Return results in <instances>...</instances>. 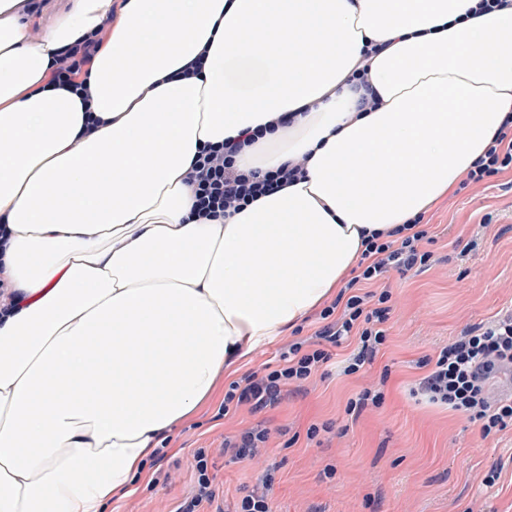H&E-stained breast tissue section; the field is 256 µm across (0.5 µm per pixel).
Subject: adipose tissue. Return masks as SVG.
Listing matches in <instances>:
<instances>
[{"mask_svg":"<svg viewBox=\"0 0 512 512\" xmlns=\"http://www.w3.org/2000/svg\"><path fill=\"white\" fill-rule=\"evenodd\" d=\"M28 2L0 0V512H105L336 296L365 236L483 157L512 116V6L72 0L35 37ZM101 32L88 71L51 81ZM256 128L237 167L303 177L198 216V157Z\"/></svg>","mask_w":512,"mask_h":512,"instance_id":"ef3b65f1","label":"adipose tissue"}]
</instances>
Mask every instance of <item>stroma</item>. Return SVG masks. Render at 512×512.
I'll use <instances>...</instances> for the list:
<instances>
[{"label":"stroma","instance_id":"35a3bbf8","mask_svg":"<svg viewBox=\"0 0 512 512\" xmlns=\"http://www.w3.org/2000/svg\"><path fill=\"white\" fill-rule=\"evenodd\" d=\"M431 248L447 263L410 278L392 276L394 310L386 344L356 375L334 368L305 391L259 414L206 413L174 433L175 452L156 458L154 481L108 512H178L196 481L194 456L205 452L223 512L255 484L250 462L224 453V436L264 423L272 432L266 463L275 471L272 512H512V426L482 436L477 424L410 393L423 361L469 324L512 307V173L442 200L424 216ZM478 246L461 254L460 242ZM388 373L385 402L347 421L348 398ZM326 432L307 440L310 424ZM498 470L495 484L486 476Z\"/></svg>","mask_w":512,"mask_h":512}]
</instances>
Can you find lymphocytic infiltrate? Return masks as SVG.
<instances>
[{"instance_id": "lymphocytic-infiltrate-1", "label": "lymphocytic infiltrate", "mask_w": 512, "mask_h": 512, "mask_svg": "<svg viewBox=\"0 0 512 512\" xmlns=\"http://www.w3.org/2000/svg\"><path fill=\"white\" fill-rule=\"evenodd\" d=\"M242 143L225 141L222 149L199 159L195 167L196 196L200 212L237 211L255 198L288 185L303 173L304 165L291 161L267 173H243L235 166ZM512 170V124L504 123L493 142L467 174V183ZM433 238L420 219L370 235L360 271L350 278L336 299L319 313L321 325L313 339L296 340L282 352L278 367H263L230 382L224 391L219 416L240 407L258 412L277 406L288 387L305 383L331 359V348L354 341L355 347L342 361L346 375L358 373L371 362L387 339L391 294L381 284L391 274L407 275L434 261L428 245ZM432 367L416 392L429 403L465 414L477 423L483 435H491L512 425V399L490 402L487 381L503 371H512V309L487 324L466 326L460 335L431 360ZM271 437L268 428L256 425L225 437L224 449L257 467L256 485L244 495L236 512H270L269 491L274 476L263 467L262 458Z\"/></svg>"}]
</instances>
